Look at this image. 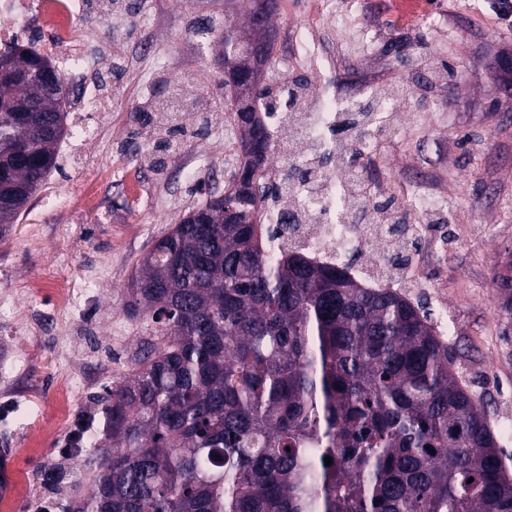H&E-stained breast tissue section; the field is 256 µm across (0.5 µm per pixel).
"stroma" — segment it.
<instances>
[{
	"label": "stroma",
	"mask_w": 512,
	"mask_h": 512,
	"mask_svg": "<svg viewBox=\"0 0 512 512\" xmlns=\"http://www.w3.org/2000/svg\"><path fill=\"white\" fill-rule=\"evenodd\" d=\"M85 70L65 77L87 86L102 112H77L87 130L63 143L61 167L31 198L0 243V362L15 351L24 370L0 384V449L11 480L6 512H62L84 497L88 456L101 439L107 390L126 374L144 319L124 310L137 260L208 193L234 174L225 154L239 138L231 94L214 57L190 31L192 19L220 17L224 0H142L128 18L111 0H83ZM278 0L279 41L266 82L310 78L353 98L366 88L410 86L395 105L399 137L360 158L366 182L409 211L415 195L443 200L440 221L416 216L415 270L426 285L408 290L452 348L460 379L494 431L512 426V335L494 275L512 252V30L484 0ZM314 26L308 50L292 32ZM121 28L125 58L113 62L108 31ZM60 195L71 207L47 211ZM83 295L57 307L54 291ZM124 321L123 339L111 333ZM74 365L82 383L69 398L56 388ZM83 432L82 455L68 443Z\"/></svg>",
	"instance_id": "1"
}]
</instances>
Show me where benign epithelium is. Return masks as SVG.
<instances>
[{
    "label": "benign epithelium",
    "instance_id": "benign-epithelium-1",
    "mask_svg": "<svg viewBox=\"0 0 512 512\" xmlns=\"http://www.w3.org/2000/svg\"><path fill=\"white\" fill-rule=\"evenodd\" d=\"M250 27L251 40L243 50V61L237 62L235 58L227 55L219 61L220 66L224 67L225 80L238 97L240 112L237 127L243 142V152L249 159V165L236 173L232 188L222 194V215L226 224L231 222L237 206L254 201L256 180L259 176L256 162L264 155L257 137L259 117L253 109V97L272 66L270 48L278 38V28L271 17V5L267 0H253Z\"/></svg>",
    "mask_w": 512,
    "mask_h": 512
}]
</instances>
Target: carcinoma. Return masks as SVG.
<instances>
[{
  "label": "carcinoma",
  "mask_w": 512,
  "mask_h": 512,
  "mask_svg": "<svg viewBox=\"0 0 512 512\" xmlns=\"http://www.w3.org/2000/svg\"><path fill=\"white\" fill-rule=\"evenodd\" d=\"M3 58L0 241L69 136L50 60L19 46ZM258 95L269 114L298 99L294 87ZM392 109L378 92L348 104ZM370 139L363 121L343 168ZM310 174L289 166L258 185L257 205ZM216 203L188 209L136 262L124 308L158 340L112 383L90 491L63 512H512L497 436L421 308L346 265L270 252L252 204L235 224L194 221ZM331 214L352 217L339 183ZM494 281L512 321V276Z\"/></svg>",
  "instance_id": "carcinoma-1"
}]
</instances>
